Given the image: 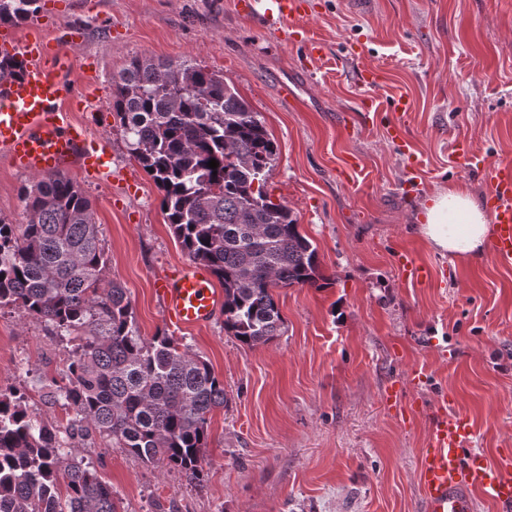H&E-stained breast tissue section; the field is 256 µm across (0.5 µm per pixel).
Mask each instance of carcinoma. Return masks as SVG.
I'll list each match as a JSON object with an SVG mask.
<instances>
[{"label": "carcinoma", "instance_id": "cac0c4a2", "mask_svg": "<svg viewBox=\"0 0 512 512\" xmlns=\"http://www.w3.org/2000/svg\"><path fill=\"white\" fill-rule=\"evenodd\" d=\"M36 3L0 0V23L30 19ZM112 111L182 251L224 287V330L250 347L284 334L273 290L316 285L318 253L265 189L276 146L259 113L214 71L139 55L113 80ZM21 200L25 223L0 218V309L78 343L67 384L49 391L71 414L65 428L37 419L25 391L0 393V512H120L78 455L94 436L200 481L224 382L177 338L141 336L126 289L102 287L105 246L76 183L41 175Z\"/></svg>", "mask_w": 512, "mask_h": 512}]
</instances>
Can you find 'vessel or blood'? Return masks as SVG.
Listing matches in <instances>:
<instances>
[{
  "label": "vessel or blood",
  "mask_w": 512,
  "mask_h": 512,
  "mask_svg": "<svg viewBox=\"0 0 512 512\" xmlns=\"http://www.w3.org/2000/svg\"><path fill=\"white\" fill-rule=\"evenodd\" d=\"M239 16L289 43H308L311 56L323 46L309 42L302 19L308 0H235ZM0 59L15 62L12 76L0 81V154L17 168L32 174L53 175L77 167L89 181L102 182L116 175L108 147L89 139L87 128L66 121L58 101L66 91L62 80L72 66L70 55L33 36L24 42L0 44ZM489 203L493 234L490 249L496 261L512 266V167L496 173ZM397 266L411 282L425 281L426 265L399 254ZM169 323L191 328L208 324L224 305V296L212 286L208 270L185 265L157 280ZM447 396L423 407L430 422L429 442L421 453L419 485L426 512H472L474 490H482L502 512H512V458L489 464L472 448L473 428L460 414L449 411Z\"/></svg>",
  "instance_id": "b4317fda"
}]
</instances>
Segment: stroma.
Here are the masks:
<instances>
[{"instance_id":"1","label":"stroma","mask_w":512,"mask_h":512,"mask_svg":"<svg viewBox=\"0 0 512 512\" xmlns=\"http://www.w3.org/2000/svg\"><path fill=\"white\" fill-rule=\"evenodd\" d=\"M38 4L15 37L83 28L84 41L69 50L61 110L138 180L130 197L118 181L67 173L92 202L106 277L126 288L142 336L182 339L226 394L211 414L200 484L109 441L89 443L85 456L126 512H423L418 472L429 421L384 400L391 382L417 372L429 382L416 397L447 395L473 425V448L492 462L512 455V268L488 252L450 260L419 231L437 191L463 186L486 200L494 170L512 163V0H310L304 23L324 46L313 60L241 20L234 0ZM137 54L223 75L277 146L266 189L292 210L331 285L275 289L285 332L268 344H241L220 314L203 328L165 317L154 280L188 258L112 110V77ZM364 66L382 74L370 91L356 80ZM401 94L410 101L403 116L392 104ZM368 97L382 104L369 122ZM397 120L421 162L423 190L413 200L403 187L406 161L388 136ZM460 140L482 171L454 166ZM352 154L363 172L350 181L342 170ZM30 180L0 157V218L23 221L20 191ZM404 251L431 268L429 280L401 278L395 258ZM66 359L44 323L0 312V393L28 389L31 411L62 426L69 414L45 399L43 385H65Z\"/></svg>"}]
</instances>
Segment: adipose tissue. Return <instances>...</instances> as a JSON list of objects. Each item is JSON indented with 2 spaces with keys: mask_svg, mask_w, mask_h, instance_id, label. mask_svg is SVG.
Segmentation results:
<instances>
[{
  "mask_svg": "<svg viewBox=\"0 0 512 512\" xmlns=\"http://www.w3.org/2000/svg\"><path fill=\"white\" fill-rule=\"evenodd\" d=\"M420 233L438 251L457 260L482 255L491 234L489 217L465 188L438 191L425 213Z\"/></svg>",
  "mask_w": 512,
  "mask_h": 512,
  "instance_id": "1",
  "label": "adipose tissue"
}]
</instances>
